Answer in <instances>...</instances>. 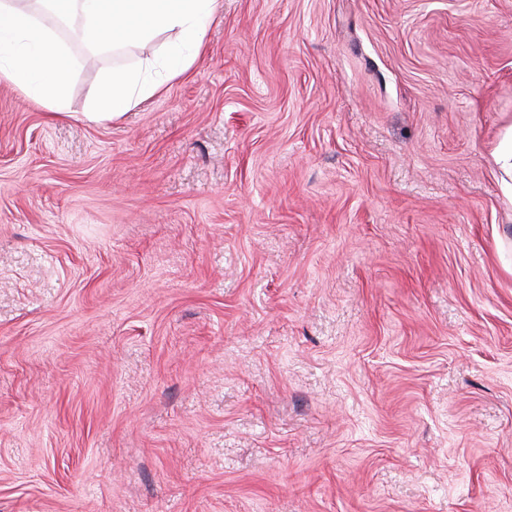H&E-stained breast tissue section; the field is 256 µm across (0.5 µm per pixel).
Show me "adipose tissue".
I'll return each instance as SVG.
<instances>
[{
    "label": "adipose tissue",
    "instance_id": "ef3b65f1",
    "mask_svg": "<svg viewBox=\"0 0 512 512\" xmlns=\"http://www.w3.org/2000/svg\"><path fill=\"white\" fill-rule=\"evenodd\" d=\"M44 11L81 22L83 38L96 47H114L172 31L186 43L201 45L219 0H38ZM191 57L173 50L165 76L142 70H116L105 80L85 121L120 119L141 102L160 94L168 78L185 72ZM0 79L44 101L50 112L67 113V64L55 35L16 0H0Z\"/></svg>",
    "mask_w": 512,
    "mask_h": 512
}]
</instances>
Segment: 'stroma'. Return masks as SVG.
<instances>
[{"mask_svg": "<svg viewBox=\"0 0 512 512\" xmlns=\"http://www.w3.org/2000/svg\"><path fill=\"white\" fill-rule=\"evenodd\" d=\"M0 81V512H512V0H222ZM44 11L61 19L78 18L82 37L96 47H115L142 40L156 31H172L193 44L195 54L172 51L166 74L152 78L144 70H113L105 80L95 105L84 112L88 123L118 120L141 102L163 91L168 79L185 72L201 47L205 28L219 6V0H38ZM149 21L148 25L139 24Z\"/></svg>", "mask_w": 512, "mask_h": 512, "instance_id": "stroma-1", "label": "stroma"}]
</instances>
